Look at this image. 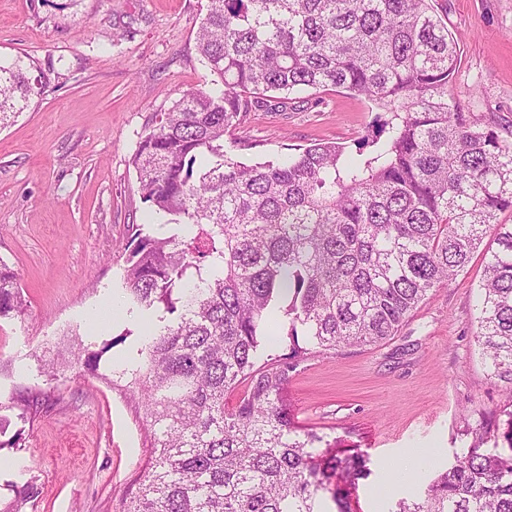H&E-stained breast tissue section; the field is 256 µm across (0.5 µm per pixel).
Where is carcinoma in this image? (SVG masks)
I'll list each match as a JSON object with an SVG mask.
<instances>
[{
	"instance_id": "obj_1",
	"label": "carcinoma",
	"mask_w": 512,
	"mask_h": 512,
	"mask_svg": "<svg viewBox=\"0 0 512 512\" xmlns=\"http://www.w3.org/2000/svg\"><path fill=\"white\" fill-rule=\"evenodd\" d=\"M196 45L220 87L158 113L133 158L169 231L140 224L126 244L122 305L163 315L132 367L100 375L138 396L150 432L124 512H348L343 486L371 475L369 458L351 448L313 464L323 437L298 430L282 401L306 355L297 329L322 351L381 344L480 251L474 341L512 393V224L498 219L512 210V140L461 111L457 42L430 0H207ZM325 87L389 114L372 151L324 142L283 160L232 157L234 131L268 94ZM34 93L20 62L0 65V122ZM25 311L0 261V318ZM109 349L78 356L95 373ZM15 408L26 422L37 402ZM491 427L467 424L468 452L390 512H512V411L511 454L480 451ZM36 498L29 482L3 512Z\"/></svg>"
}]
</instances>
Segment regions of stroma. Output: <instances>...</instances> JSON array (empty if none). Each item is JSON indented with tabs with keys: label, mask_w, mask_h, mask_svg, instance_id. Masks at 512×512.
I'll use <instances>...</instances> for the list:
<instances>
[{
	"label": "stroma",
	"mask_w": 512,
	"mask_h": 512,
	"mask_svg": "<svg viewBox=\"0 0 512 512\" xmlns=\"http://www.w3.org/2000/svg\"><path fill=\"white\" fill-rule=\"evenodd\" d=\"M460 48L453 85L478 98L479 123L512 126V0H433ZM205 0H0V62L21 60L39 90L0 125V261L28 308L0 318V417L16 447L0 448V510L34 482L35 512H123L149 459L143 411L103 376L135 363L140 332L121 316L91 326L89 312L123 294L125 244L156 218L132 158L155 113L212 77L196 51ZM365 98L332 87L292 94L283 112L248 113L236 130L244 162L333 141L353 146L375 128ZM481 255L429 292L400 334L380 346L307 355L283 395L297 426L322 435V453L356 448L372 474L350 489L352 512H381L423 496L429 479L463 456L465 419L512 411L474 341ZM103 351L100 376L75 349ZM53 362L54 373L38 366ZM42 394L33 421L9 403ZM428 449L411 487L385 488L384 466Z\"/></svg>",
	"instance_id": "obj_1"
}]
</instances>
